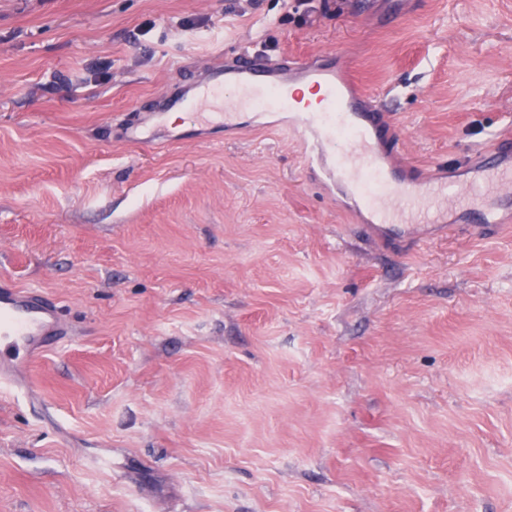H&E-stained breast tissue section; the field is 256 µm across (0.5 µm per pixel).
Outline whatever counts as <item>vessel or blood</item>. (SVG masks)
<instances>
[{"mask_svg":"<svg viewBox=\"0 0 512 512\" xmlns=\"http://www.w3.org/2000/svg\"><path fill=\"white\" fill-rule=\"evenodd\" d=\"M306 83L320 91L318 107L303 103L292 91ZM224 103L225 129L249 127V112L273 106L279 126L300 140L313 179L336 189L364 223L386 242H411L438 223L449 198L473 205L471 230L483 235L512 213V127L502 129L487 148L469 156L466 180L449 178L448 167L436 165L432 177L417 174L414 162L394 165L400 139L393 123L371 110L372 95L355 79L337 53L321 62L293 58L275 61L245 52L235 63L210 69L207 85L192 96L174 94L166 109L186 112L199 122L198 106L209 100ZM125 140L152 146L149 118L127 124ZM69 334L57 303L40 292L0 283V394L14 390L11 370L29 368L46 349Z\"/></svg>","mask_w":512,"mask_h":512,"instance_id":"1","label":"vessel or blood"}]
</instances>
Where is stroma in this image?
Listing matches in <instances>:
<instances>
[{"mask_svg": "<svg viewBox=\"0 0 512 512\" xmlns=\"http://www.w3.org/2000/svg\"><path fill=\"white\" fill-rule=\"evenodd\" d=\"M243 44L346 54L426 169L512 124V0H0V280L71 331L0 512H512V223L396 252L275 127L124 142ZM159 113H154L142 118L135 123H129L125 128V141L133 146L149 147L154 144L150 134V121L159 117Z\"/></svg>", "mask_w": 512, "mask_h": 512, "instance_id": "stroma-1", "label": "stroma"}]
</instances>
